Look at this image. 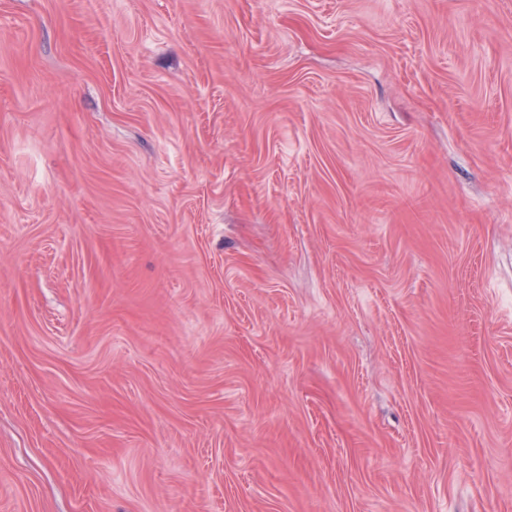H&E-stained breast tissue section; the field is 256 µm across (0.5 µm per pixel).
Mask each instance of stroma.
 Segmentation results:
<instances>
[{
	"mask_svg": "<svg viewBox=\"0 0 512 512\" xmlns=\"http://www.w3.org/2000/svg\"><path fill=\"white\" fill-rule=\"evenodd\" d=\"M0 512H512V0H0Z\"/></svg>",
	"mask_w": 512,
	"mask_h": 512,
	"instance_id": "stroma-1",
	"label": "stroma"
}]
</instances>
